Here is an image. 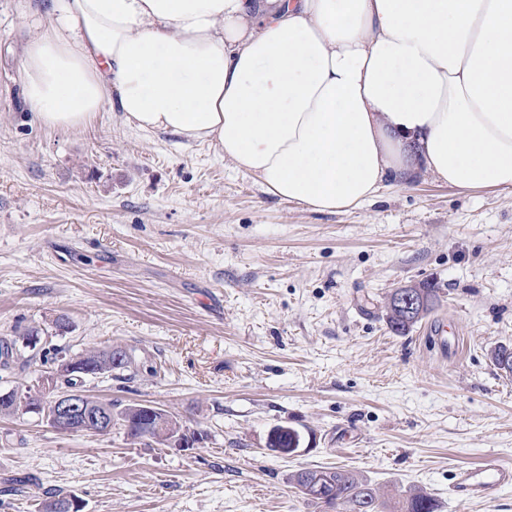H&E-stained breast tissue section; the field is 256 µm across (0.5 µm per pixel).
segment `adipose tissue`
<instances>
[{
  "mask_svg": "<svg viewBox=\"0 0 512 512\" xmlns=\"http://www.w3.org/2000/svg\"><path fill=\"white\" fill-rule=\"evenodd\" d=\"M22 63L49 129L102 108L346 212L425 175L512 194V0H46Z\"/></svg>",
  "mask_w": 512,
  "mask_h": 512,
  "instance_id": "1",
  "label": "adipose tissue"
}]
</instances>
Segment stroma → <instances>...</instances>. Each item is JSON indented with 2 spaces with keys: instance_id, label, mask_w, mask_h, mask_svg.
<instances>
[{
  "instance_id": "obj_1",
  "label": "stroma",
  "mask_w": 512,
  "mask_h": 512,
  "mask_svg": "<svg viewBox=\"0 0 512 512\" xmlns=\"http://www.w3.org/2000/svg\"><path fill=\"white\" fill-rule=\"evenodd\" d=\"M39 33L0 0V337H40L0 391L40 389L55 349L119 346L131 380L90 377L86 395L159 407L199 440L0 416V512H40L57 490L81 512H328L293 484L316 467L367 480L380 512L414 490L437 512H512V487L450 492L458 467L512 466V378L491 358L512 346V194L422 177L317 213L208 145L108 111L45 128L21 102ZM403 285L438 299L397 335L386 306ZM438 321L445 337L428 333ZM278 425L299 453L268 450Z\"/></svg>"
}]
</instances>
